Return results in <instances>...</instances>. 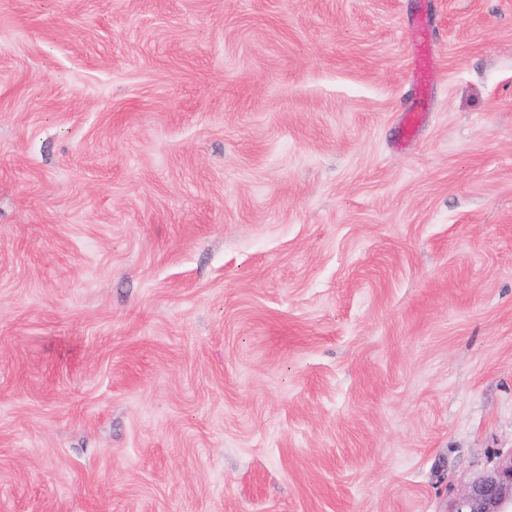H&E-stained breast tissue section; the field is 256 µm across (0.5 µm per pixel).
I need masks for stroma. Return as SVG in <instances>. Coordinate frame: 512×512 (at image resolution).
I'll use <instances>...</instances> for the list:
<instances>
[{
    "label": "stroma",
    "instance_id": "1",
    "mask_svg": "<svg viewBox=\"0 0 512 512\" xmlns=\"http://www.w3.org/2000/svg\"><path fill=\"white\" fill-rule=\"evenodd\" d=\"M511 452L512 0H0V512H449Z\"/></svg>",
    "mask_w": 512,
    "mask_h": 512
}]
</instances>
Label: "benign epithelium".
<instances>
[{
	"mask_svg": "<svg viewBox=\"0 0 512 512\" xmlns=\"http://www.w3.org/2000/svg\"><path fill=\"white\" fill-rule=\"evenodd\" d=\"M450 512H512V455L477 476Z\"/></svg>",
	"mask_w": 512,
	"mask_h": 512,
	"instance_id": "obj_1",
	"label": "benign epithelium"
}]
</instances>
